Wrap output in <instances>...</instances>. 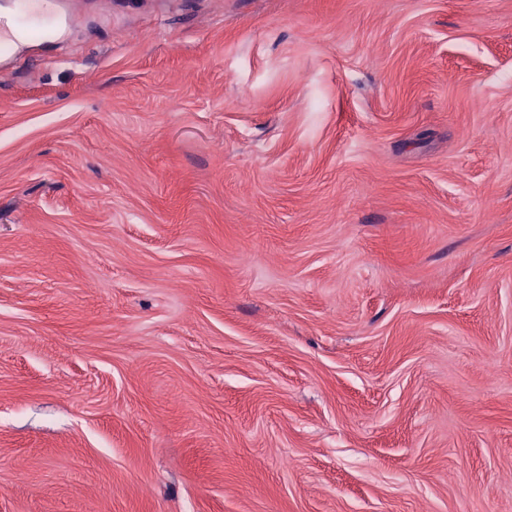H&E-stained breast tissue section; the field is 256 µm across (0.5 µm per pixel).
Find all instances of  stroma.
<instances>
[{
  "label": "stroma",
  "mask_w": 512,
  "mask_h": 512,
  "mask_svg": "<svg viewBox=\"0 0 512 512\" xmlns=\"http://www.w3.org/2000/svg\"><path fill=\"white\" fill-rule=\"evenodd\" d=\"M56 2L0 512H512V0Z\"/></svg>",
  "instance_id": "obj_1"
}]
</instances>
